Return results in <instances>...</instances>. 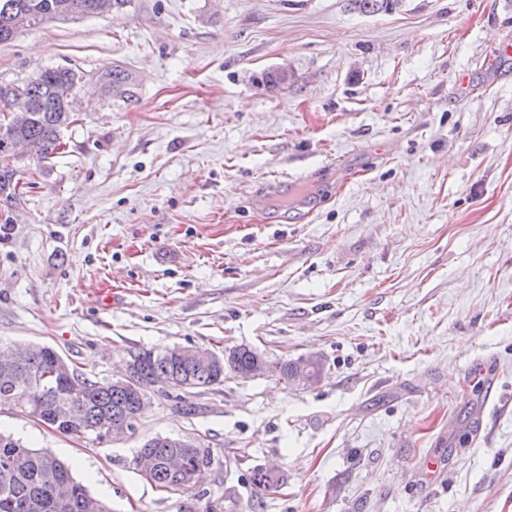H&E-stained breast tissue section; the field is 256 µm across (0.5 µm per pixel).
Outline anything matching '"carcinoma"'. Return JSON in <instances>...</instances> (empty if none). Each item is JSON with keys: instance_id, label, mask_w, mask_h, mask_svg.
I'll return each mask as SVG.
<instances>
[{"instance_id": "cac0c4a2", "label": "carcinoma", "mask_w": 512, "mask_h": 512, "mask_svg": "<svg viewBox=\"0 0 512 512\" xmlns=\"http://www.w3.org/2000/svg\"><path fill=\"white\" fill-rule=\"evenodd\" d=\"M130 0H0V43L46 23L83 16H105L118 12ZM364 13L390 12L399 0H354ZM80 78L67 68L45 69L22 85L20 100L12 84L0 82V157L18 147L40 163L57 154L61 129L74 121V112L63 95ZM16 165L0 164V200L18 197ZM225 356L201 365L180 354L175 346L162 352L141 350L130 359V387L124 378L100 382L70 368L53 348L27 349L20 361L0 364V404L24 407L35 419L56 431L81 437L112 432V423L134 415L141 399L155 386L189 382L192 388H208L224 382L230 372L253 378L266 373L268 360L253 348L224 349ZM186 453L185 468L173 472L168 459ZM138 455L150 460L147 481L166 492L186 491L198 469L211 462L201 446L180 448L178 441L154 438L146 441ZM250 481L259 493L280 486L276 473L256 468ZM0 512H111L101 499L77 482L71 468L47 450L25 446L20 439L0 433Z\"/></svg>"}]
</instances>
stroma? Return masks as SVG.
<instances>
[{"label":"stroma","instance_id":"1","mask_svg":"<svg viewBox=\"0 0 512 512\" xmlns=\"http://www.w3.org/2000/svg\"><path fill=\"white\" fill-rule=\"evenodd\" d=\"M487 2L130 0L0 43V82L82 77L51 171L22 160L0 201V349L98 381L175 345L327 369L226 376L192 416L154 387L119 440L7 404L0 431L112 512H512V0ZM156 436L209 450L194 488L141 477ZM302 357L303 356L299 357V360L297 359V361L287 360L279 363V368H277L278 373H275L278 376V380L283 381L286 385H293L294 382L295 387L303 389H307L318 384V380L308 375L310 365L315 358L313 356Z\"/></svg>","mask_w":512,"mask_h":512}]
</instances>
